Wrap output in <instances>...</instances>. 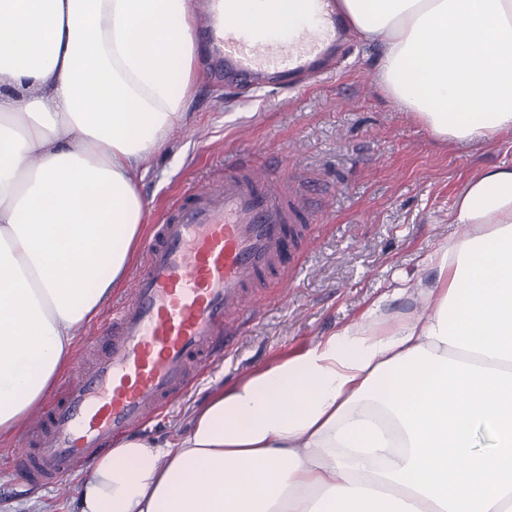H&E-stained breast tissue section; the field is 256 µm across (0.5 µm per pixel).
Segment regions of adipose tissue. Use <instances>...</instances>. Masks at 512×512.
<instances>
[{"mask_svg": "<svg viewBox=\"0 0 512 512\" xmlns=\"http://www.w3.org/2000/svg\"><path fill=\"white\" fill-rule=\"evenodd\" d=\"M282 37L307 0H225ZM376 79L437 139L512 134V0H343ZM191 0H0V440L25 427L145 222L143 161L185 122ZM359 317L210 395L173 441L98 457L78 512H512V165ZM408 298L420 312L393 316Z\"/></svg>", "mask_w": 512, "mask_h": 512, "instance_id": "obj_1", "label": "adipose tissue"}]
</instances>
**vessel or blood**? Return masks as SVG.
<instances>
[{"instance_id":"obj_1","label":"vessel or blood","mask_w":512,"mask_h":512,"mask_svg":"<svg viewBox=\"0 0 512 512\" xmlns=\"http://www.w3.org/2000/svg\"><path fill=\"white\" fill-rule=\"evenodd\" d=\"M213 65L204 73L264 87L314 73L335 56L346 31L334 0H316V31L279 41L241 30L201 0ZM316 208L282 174L255 172L240 155L213 187L188 192L152 225L129 299L94 336L96 359L80 366L57 401L40 414L24 450L27 480L59 483L112 440L155 420L193 378L217 360L235 318L253 314L248 290L287 273L289 248L306 234Z\"/></svg>"}]
</instances>
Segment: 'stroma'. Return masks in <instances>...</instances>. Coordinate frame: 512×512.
<instances>
[{"label": "stroma", "mask_w": 512, "mask_h": 512, "mask_svg": "<svg viewBox=\"0 0 512 512\" xmlns=\"http://www.w3.org/2000/svg\"><path fill=\"white\" fill-rule=\"evenodd\" d=\"M376 45L354 39L340 67L309 87L288 83L261 91L195 80L191 109L163 150L143 164L146 223L159 224L182 193L223 174L239 151L306 182L320 211L286 281L251 291L258 307L228 337L218 366L144 436L174 438L190 411L254 368L335 332L357 317L419 257L456 232L455 198L493 165H512V137L481 146L444 145L381 91ZM22 436L0 444V512H77L85 471L39 488L25 478Z\"/></svg>", "instance_id": "1"}]
</instances>
